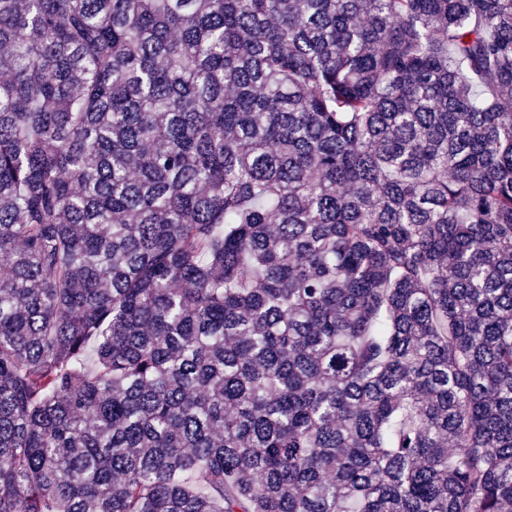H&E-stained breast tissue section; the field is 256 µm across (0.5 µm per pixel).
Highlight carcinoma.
<instances>
[{
  "label": "carcinoma",
  "instance_id": "obj_1",
  "mask_svg": "<svg viewBox=\"0 0 512 512\" xmlns=\"http://www.w3.org/2000/svg\"><path fill=\"white\" fill-rule=\"evenodd\" d=\"M0 512H512V0H0Z\"/></svg>",
  "mask_w": 512,
  "mask_h": 512
}]
</instances>
